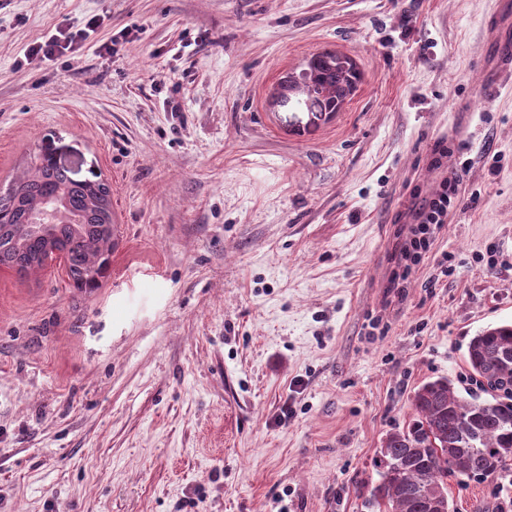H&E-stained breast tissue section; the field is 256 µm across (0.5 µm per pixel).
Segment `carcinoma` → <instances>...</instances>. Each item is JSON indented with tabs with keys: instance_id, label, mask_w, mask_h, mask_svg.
<instances>
[{
	"instance_id": "carcinoma-1",
	"label": "carcinoma",
	"mask_w": 512,
	"mask_h": 512,
	"mask_svg": "<svg viewBox=\"0 0 512 512\" xmlns=\"http://www.w3.org/2000/svg\"><path fill=\"white\" fill-rule=\"evenodd\" d=\"M360 81L349 56L322 51L304 72L288 76L273 105L304 112L316 126L340 111ZM50 199L63 201L72 219L55 224L47 238L28 233L27 225ZM110 223L109 185L73 179L46 150L0 193V268L28 277L44 267L51 250L64 255L74 287L97 288L105 272L98 261L104 225ZM467 363L487 384L490 398L467 401L445 378L421 385L413 395V420L389 433L374 457L379 483L371 496L388 512H431L433 501H448V476L493 479L512 461V323L473 336Z\"/></svg>"
}]
</instances>
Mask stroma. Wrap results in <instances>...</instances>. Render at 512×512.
Instances as JSON below:
<instances>
[{"label": "stroma", "mask_w": 512, "mask_h": 512, "mask_svg": "<svg viewBox=\"0 0 512 512\" xmlns=\"http://www.w3.org/2000/svg\"><path fill=\"white\" fill-rule=\"evenodd\" d=\"M324 50L357 91L278 130L273 92ZM511 51L512 0H0V191L48 149L122 226L93 291L0 268V512H379L415 390L477 392L467 345L512 321ZM445 180L391 291L410 195ZM448 496L499 509L493 479ZM99 26V19L91 18L85 24V29L71 31L59 30L44 42L34 43L27 52V58L41 56L45 59H51L56 56H62L65 53L73 52L76 47L89 35V32L95 31ZM459 202L455 186L443 181L440 190L426 199L418 207L410 209L412 222L407 225L395 260V271L388 288L400 292L404 282L418 266L424 256L430 252L436 234L448 222V213L457 207Z\"/></svg>", "instance_id": "obj_1"}]
</instances>
